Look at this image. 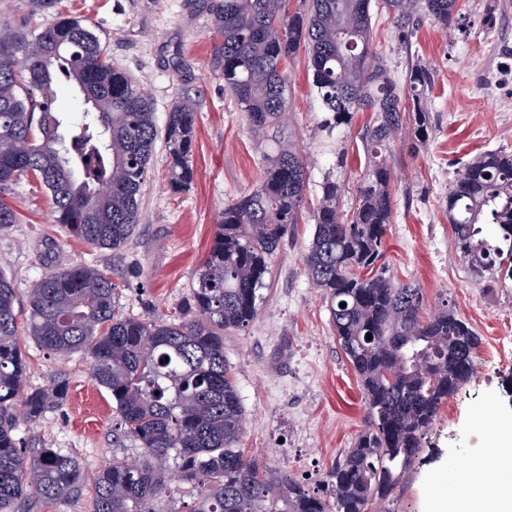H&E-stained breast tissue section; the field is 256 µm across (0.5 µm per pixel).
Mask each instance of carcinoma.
<instances>
[{"instance_id": "cac0c4a2", "label": "carcinoma", "mask_w": 512, "mask_h": 512, "mask_svg": "<svg viewBox=\"0 0 512 512\" xmlns=\"http://www.w3.org/2000/svg\"><path fill=\"white\" fill-rule=\"evenodd\" d=\"M60 0H31L24 28L0 22V231L18 223L10 186L46 190L55 222L97 249L120 250L139 223L141 194L157 145L175 193L195 179V104L180 98L158 125L148 90L112 66L105 44ZM398 27L427 18L448 27L458 0H381ZM224 88L254 134L283 126L288 62L308 60L311 88L328 132L373 113L360 133L367 168L350 210L344 181L327 174L310 214L304 257L323 291L331 326L361 386L367 425L328 472L319 494L268 474L239 448L240 395L224 359V331L255 320L275 253L305 215L306 157L276 140L263 178L227 202L191 289L172 321L124 315L118 286L95 265L49 271L28 288L29 334L52 353L81 352L94 383L112 399L113 432L141 450L114 458L95 476L93 512H156L168 490L164 463L198 488L190 512H375L415 466L441 407L471 378L482 339L444 299L426 312L421 288L401 283L384 262L393 184L383 152L407 135L418 151L434 133L428 69L396 81L373 49L372 0H221L217 6ZM73 83L91 103L73 120L59 112L55 86ZM108 186L105 197L95 190ZM454 246L479 280L512 277V152L464 162L446 199ZM346 303L340 307V303ZM16 293L0 273V512H31L37 501L72 496L83 465L53 448L21 447L17 417L37 421L67 398L60 374L26 391Z\"/></svg>"}]
</instances>
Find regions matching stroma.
<instances>
[{
	"instance_id": "35a3bbf8",
	"label": "stroma",
	"mask_w": 512,
	"mask_h": 512,
	"mask_svg": "<svg viewBox=\"0 0 512 512\" xmlns=\"http://www.w3.org/2000/svg\"><path fill=\"white\" fill-rule=\"evenodd\" d=\"M214 0H61L64 12L85 21L106 43L114 66L151 94L158 117L180 93L198 107L193 143L195 183L175 194L168 186L166 153L157 149L143 187L139 225L123 250H98L57 224L48 196L17 183L9 200L21 217L0 233V270L25 307L31 282L45 271L78 263L107 268L119 286L125 315L169 319L190 294L196 272L231 198L260 181L274 143L254 137L234 97L224 89ZM374 47L396 78L413 61L433 76L429 103L434 136L419 154L394 143L386 162L394 180L393 222L386 261L401 282L418 285L427 311L448 299L482 338L474 375L442 406L427 435L424 464L392 495L393 512H432L433 491L447 483L443 464L474 458L487 446L482 416L512 417V278H473L453 245L444 201L460 163L486 150L512 151V0H460L449 29L428 19L406 32L376 11ZM287 133L302 153L316 156L306 204L315 206L320 184L344 152L340 175L350 208L366 165L357 113L340 134L321 130L320 106L308 83L305 56L288 64ZM312 224L298 225L268 260L269 273L257 319L224 333V357L241 398L240 442L270 475L288 473L325 491L326 473L367 424L363 396L331 327L326 300L309 282L303 257ZM27 389L49 385L57 373L70 382L67 401L37 424L20 423L32 448H54L80 460L86 478L73 497L37 503L33 512H91L96 469L112 457L136 459L140 450L113 439L110 395L97 387L83 353L43 351L18 324Z\"/></svg>"
}]
</instances>
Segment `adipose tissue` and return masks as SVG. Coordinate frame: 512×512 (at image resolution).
I'll return each mask as SVG.
<instances>
[{"label":"adipose tissue","mask_w":512,"mask_h":512,"mask_svg":"<svg viewBox=\"0 0 512 512\" xmlns=\"http://www.w3.org/2000/svg\"><path fill=\"white\" fill-rule=\"evenodd\" d=\"M447 471L459 488L452 494L437 490L435 512H512V423L492 429L486 457L448 461Z\"/></svg>","instance_id":"ef3b65f1"}]
</instances>
